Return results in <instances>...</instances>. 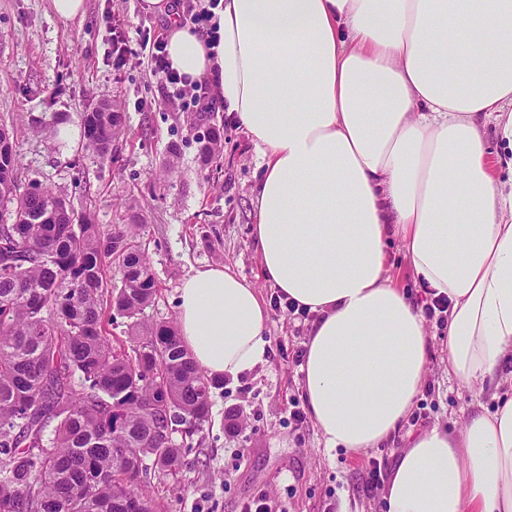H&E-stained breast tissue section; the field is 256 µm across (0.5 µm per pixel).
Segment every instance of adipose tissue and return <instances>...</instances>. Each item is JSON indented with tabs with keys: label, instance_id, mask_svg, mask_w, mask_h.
I'll list each match as a JSON object with an SVG mask.
<instances>
[{
	"label": "adipose tissue",
	"instance_id": "obj_1",
	"mask_svg": "<svg viewBox=\"0 0 512 512\" xmlns=\"http://www.w3.org/2000/svg\"><path fill=\"white\" fill-rule=\"evenodd\" d=\"M218 41L181 22L168 58L216 82L263 177L252 236L262 278L312 315L301 389L326 448L357 455L401 429L429 375L421 308L398 287V239L449 300L448 372L482 393L512 363V0H221ZM494 121L496 143L480 123ZM269 310L217 263L178 288L196 366L264 363ZM461 431L408 433L387 512H512V392Z\"/></svg>",
	"mask_w": 512,
	"mask_h": 512
}]
</instances>
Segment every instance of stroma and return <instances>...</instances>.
<instances>
[{"instance_id":"obj_1","label":"stroma","mask_w":512,"mask_h":512,"mask_svg":"<svg viewBox=\"0 0 512 512\" xmlns=\"http://www.w3.org/2000/svg\"><path fill=\"white\" fill-rule=\"evenodd\" d=\"M163 26L162 18L141 11L140 0H86L84 17L75 21L58 18L51 0H0V120L13 128L21 182L43 183L75 209H90L107 229L122 207L143 215L142 247L158 285L144 317L172 324L181 281L207 264L230 265L266 301L277 292L260 276L251 237L262 176L257 154L245 130L213 109L224 152L201 164L197 113L169 105V89L141 49L145 30ZM118 35L128 47L121 67L111 57ZM112 100L121 102L127 121L110 158L45 131L59 118L82 131L84 112ZM173 145L179 148L174 159ZM310 322L273 306L265 363L213 391L211 420L190 439L191 469L150 474L152 495L165 512H240L260 495L272 512H386L382 488L368 486L370 460L389 471L406 433L435 424L462 429L472 396L449 375L446 328L433 318L425 323L429 378L401 433L356 457L326 449L311 421L290 416L292 401L303 398L295 356Z\"/></svg>"}]
</instances>
